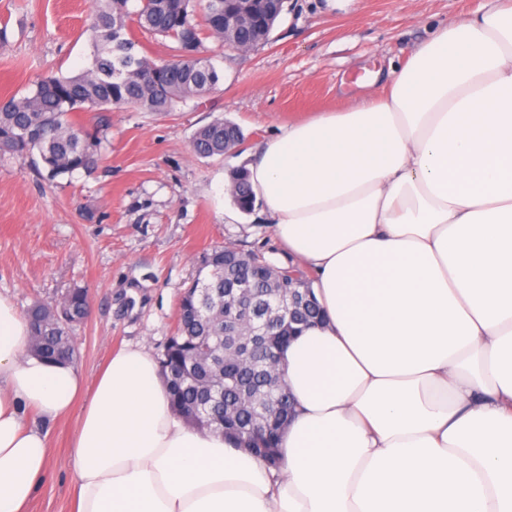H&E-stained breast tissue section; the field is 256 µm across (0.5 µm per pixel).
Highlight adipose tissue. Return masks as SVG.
Segmentation results:
<instances>
[{
    "mask_svg": "<svg viewBox=\"0 0 512 512\" xmlns=\"http://www.w3.org/2000/svg\"><path fill=\"white\" fill-rule=\"evenodd\" d=\"M248 179L323 315L283 349L280 470L174 415L142 348L91 383L32 356L0 298V512L75 410V512H512V0L282 128Z\"/></svg>",
    "mask_w": 512,
    "mask_h": 512,
    "instance_id": "adipose-tissue-1",
    "label": "adipose tissue"
}]
</instances>
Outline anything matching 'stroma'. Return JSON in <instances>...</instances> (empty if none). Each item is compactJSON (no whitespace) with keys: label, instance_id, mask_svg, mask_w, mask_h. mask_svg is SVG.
<instances>
[{"label":"stroma","instance_id":"stroma-1","mask_svg":"<svg viewBox=\"0 0 512 512\" xmlns=\"http://www.w3.org/2000/svg\"><path fill=\"white\" fill-rule=\"evenodd\" d=\"M493 7V0H286L268 42L253 51L206 40L220 81L200 107L77 113L82 123H107L92 172L51 182L28 160L0 154V298L22 313L86 288L90 311L73 339L88 379L121 348L158 355L205 250L233 242L277 266L295 263L263 204L236 212L229 177L279 127L347 110L376 93V73L402 67L435 28ZM93 9V0H0V98L89 68ZM218 116L236 123L244 142L221 157L195 154L193 133ZM77 420L48 424L51 466L28 512H73Z\"/></svg>","mask_w":512,"mask_h":512}]
</instances>
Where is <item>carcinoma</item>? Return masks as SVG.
I'll use <instances>...</instances> for the list:
<instances>
[{
	"label": "carcinoma",
	"instance_id": "cac0c4a2",
	"mask_svg": "<svg viewBox=\"0 0 512 512\" xmlns=\"http://www.w3.org/2000/svg\"><path fill=\"white\" fill-rule=\"evenodd\" d=\"M129 0H95L91 68L72 76L48 75L28 94L0 100V154L38 155L47 176L55 179L93 168L101 145L100 130L86 127L73 114L86 106L106 110L130 105L143 112H171L180 104L198 101L216 90L219 76L204 40L224 42V0H206L204 22L197 20L200 0H140L131 12ZM175 42L174 55L156 62L135 51L128 37L129 22ZM244 141L241 128L224 125L218 117L198 129L194 152L222 156ZM234 202L243 212L255 199L247 173L233 176ZM308 286L298 267H278L264 254L234 245L215 247L201 259L200 276L181 295L177 322L157 358L168 386L171 408L199 429L219 430L250 449L265 466L278 468V441L291 403H268L284 388L263 366L239 364L240 349L257 339L250 324L224 327V299L238 283L283 299L288 294V271ZM88 293L72 288L53 302L36 301L26 311L31 327L30 349L48 362L72 360L71 332L88 311ZM319 316L316 302L298 310L285 335L298 332ZM262 417L269 428L261 439L246 430Z\"/></svg>",
	"mask_w": 512,
	"mask_h": 512
}]
</instances>
